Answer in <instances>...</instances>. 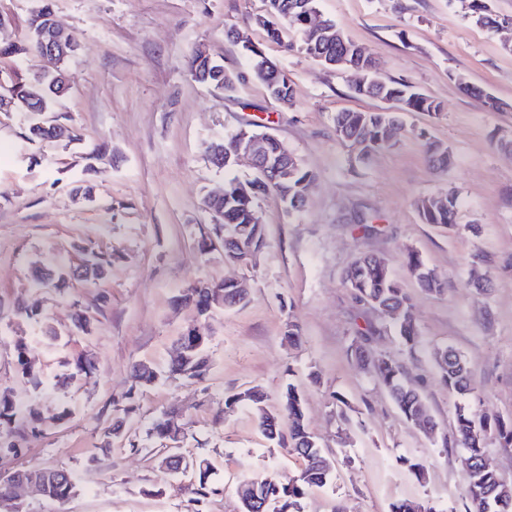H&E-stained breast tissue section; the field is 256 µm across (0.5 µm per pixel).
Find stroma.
Returning a JSON list of instances; mask_svg holds the SVG:
<instances>
[{
	"label": "stroma",
	"instance_id": "1",
	"mask_svg": "<svg viewBox=\"0 0 512 512\" xmlns=\"http://www.w3.org/2000/svg\"><path fill=\"white\" fill-rule=\"evenodd\" d=\"M58 23L77 42L63 65L70 92L54 119L76 140L34 143L18 111L0 112V390L39 405L43 431L31 437L16 423L0 447V472L67 468L77 493L66 503L36 489L23 493L27 512H241L239 483L255 475L291 474L286 449L268 440L251 412L225 409V399L256 387L278 411L288 385L300 391L305 422L333 463V480L309 490L304 512H390L393 502L426 501L435 512H469L467 454L447 448L456 396L440 380L435 350L465 357L478 386V414L512 417V40L511 30L477 25L462 0H318L362 46L386 80L403 81L441 105L440 114L402 113L392 147L370 158L336 134L337 113L381 111L385 102L356 96L351 73L328 68L298 49L284 28L270 41L264 0H53ZM234 28L286 71L292 103L270 98L247 80L224 93L196 82L189 60L205 48L226 68L244 60L224 31ZM493 97L488 107L464 83ZM246 128L277 137L312 172L302 211H286L267 195L257 211L266 245L245 263L224 259L208 233V192L225 173L206 158L207 145ZM448 148L449 169L433 168L426 142ZM104 160H89L95 147ZM94 186L74 201L72 189ZM454 192L453 227L423 223L417 202ZM106 250L112 269L93 283L61 293L29 284L33 267L64 266ZM417 253L447 284L443 295L422 291L406 266ZM383 258L411 297L420 344L402 346L391 319L358 302L345 275L361 255ZM245 280L243 303L201 317L174 299L200 280ZM484 283L477 293L475 283ZM33 307L60 335L45 339L17 313ZM93 319L76 332L74 308ZM300 326L298 344L285 337ZM206 324L210 370L204 380L172 376L180 336ZM24 341L42 385H25L14 344ZM85 355L90 373L61 387L64 361ZM385 355L401 364L422 392L437 424L427 434L407 422L368 363ZM144 363L158 379L135 388ZM135 410L125 433L105 431L127 393ZM347 421H339L337 400ZM182 415L180 453L212 467L211 490L193 502L195 471L170 475L146 432L163 413ZM137 439L141 450L129 448ZM425 466L416 477L408 461Z\"/></svg>",
	"mask_w": 512,
	"mask_h": 512
}]
</instances>
